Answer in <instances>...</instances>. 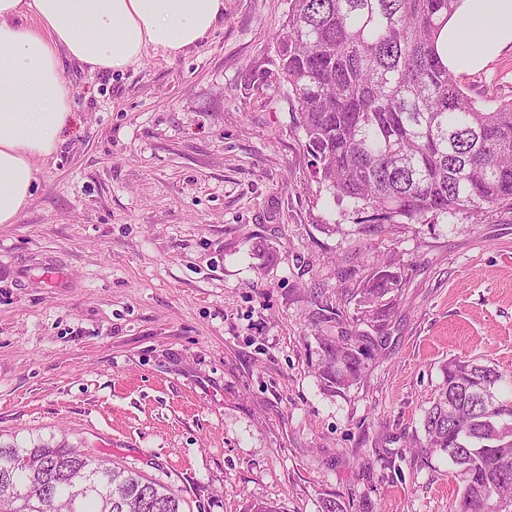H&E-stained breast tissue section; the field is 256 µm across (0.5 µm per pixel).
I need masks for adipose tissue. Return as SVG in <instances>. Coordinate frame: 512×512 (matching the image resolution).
<instances>
[{"label": "adipose tissue", "instance_id": "1", "mask_svg": "<svg viewBox=\"0 0 512 512\" xmlns=\"http://www.w3.org/2000/svg\"><path fill=\"white\" fill-rule=\"evenodd\" d=\"M224 19V0H0V224L28 206L59 148L75 91L63 59L118 70L177 55ZM449 68L474 72L512 46V0H461L443 35Z\"/></svg>", "mask_w": 512, "mask_h": 512}]
</instances>
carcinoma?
Instances as JSON below:
<instances>
[{
  "label": "carcinoma",
  "mask_w": 512,
  "mask_h": 512,
  "mask_svg": "<svg viewBox=\"0 0 512 512\" xmlns=\"http://www.w3.org/2000/svg\"><path fill=\"white\" fill-rule=\"evenodd\" d=\"M458 0H288L281 70L316 173L340 200L410 223L428 215L512 206V102L483 108L458 85L437 43ZM403 275L376 266L358 303L384 337ZM358 336L320 342L324 380L356 384ZM423 416L426 448L448 455L457 512L512 509V373L457 356ZM182 512L181 499L87 450L0 446V512Z\"/></svg>",
  "instance_id": "1"
}]
</instances>
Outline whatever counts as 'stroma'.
<instances>
[{
	"label": "stroma",
	"mask_w": 512,
	"mask_h": 512,
	"mask_svg": "<svg viewBox=\"0 0 512 512\" xmlns=\"http://www.w3.org/2000/svg\"><path fill=\"white\" fill-rule=\"evenodd\" d=\"M287 11L224 0L179 55L65 63L73 117L0 224V445L96 449L183 512H456L422 417L448 358L512 372V208L378 229L336 202L280 70ZM458 80L512 101V48ZM386 259V339L330 392L320 339L355 331Z\"/></svg>",
	"instance_id": "obj_1"
}]
</instances>
